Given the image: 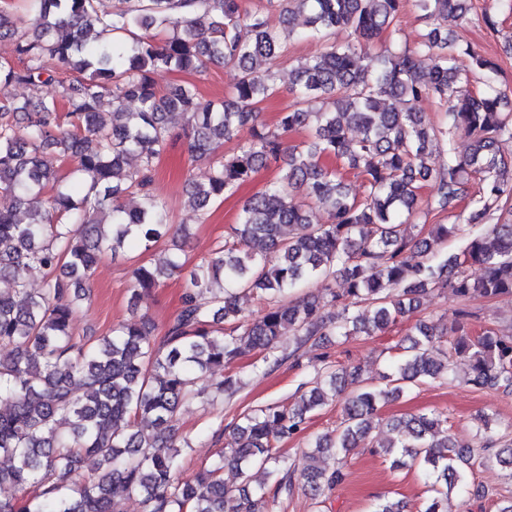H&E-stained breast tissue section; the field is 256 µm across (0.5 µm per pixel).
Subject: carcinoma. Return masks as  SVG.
Wrapping results in <instances>:
<instances>
[{"label":"carcinoma","instance_id":"carcinoma-1","mask_svg":"<svg viewBox=\"0 0 512 512\" xmlns=\"http://www.w3.org/2000/svg\"><path fill=\"white\" fill-rule=\"evenodd\" d=\"M407 0H121L110 13L103 0H22V14L0 7V41L14 45L17 62L0 61V512H122L130 493L143 512H274L279 499L299 488L325 498L346 477L344 459L366 439L382 403L418 381L454 378L467 363L466 382L512 395V334L469 335L473 318L458 311L460 335L447 338L432 323L415 326L400 344L403 355L381 379L364 384L360 369L332 368L317 355L314 376L300 385L291 408L266 406L233 427L226 448L194 479L182 480L180 450L172 442L177 416L192 397L233 396L240 381L224 366L253 354L268 367L324 336H372L412 313L431 290L458 298L512 296V108L497 86L498 70L471 53L458 65L454 35L429 26L412 48L374 50V40L396 22ZM427 21L464 14L471 0H413ZM286 22L305 14L299 37L324 51L294 67L291 90L302 107L279 113L270 126L260 104L277 90L275 62L285 36L269 26L266 9ZM169 32L162 43L150 31ZM212 65L237 71L228 99L202 103L191 83L157 90L158 71L201 74ZM485 88L467 89L468 71ZM29 97L16 102L11 90ZM434 97L447 104V122L434 125L417 104ZM111 112H101L104 102ZM137 104L134 112L128 104ZM184 121L190 155L213 163L204 182L188 179V196L206 220L214 202L229 197L259 169L276 164L280 177L249 197L224 246L187 266L184 249L132 270L130 307L141 291L184 275L181 307L157 338L146 315L112 328L94 342L77 339L75 313L102 255L129 245L147 252L170 230L168 210L154 176ZM309 139L288 145L303 128ZM472 136L458 154L455 130ZM247 128L233 151L224 141ZM356 129V137L348 130ZM137 159L134 168L129 158ZM68 168L60 177L53 163ZM361 181L359 197L348 175ZM433 196L423 200L425 184ZM326 224L311 220L310 204ZM448 212L467 224L497 216L487 233L464 249L431 263L430 240L444 241L459 224L418 220ZM482 268L473 277L470 265ZM22 270L49 273L33 290ZM341 277L343 288L328 281ZM320 278L324 295L288 299ZM256 293L272 302L248 320L240 300ZM342 402L336 436L315 437L303 463L288 462L275 443L305 429L309 415ZM474 445L443 427L437 411L393 419L394 437L372 449L392 467H415L426 486L420 512H448V496L470 507L492 493L468 479L470 462L499 465L512 478V442L498 436L494 419L479 417ZM336 456V466L320 457ZM97 468L68 483L83 457ZM237 486L224 482V466ZM371 512H405L400 500L379 496Z\"/></svg>","mask_w":512,"mask_h":512}]
</instances>
